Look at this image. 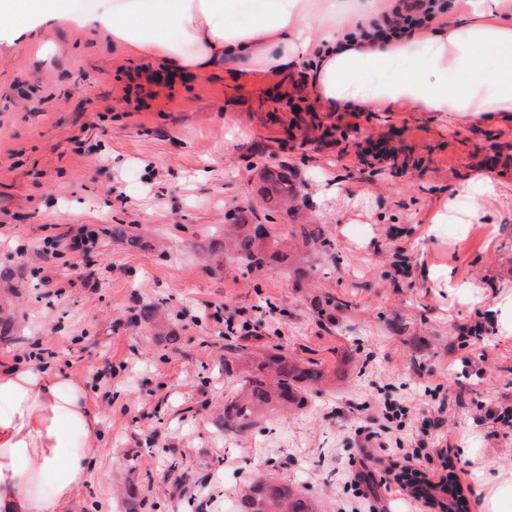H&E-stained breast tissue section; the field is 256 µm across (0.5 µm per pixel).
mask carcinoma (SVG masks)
<instances>
[{
	"label": "carcinoma",
	"instance_id": "1",
	"mask_svg": "<svg viewBox=\"0 0 512 512\" xmlns=\"http://www.w3.org/2000/svg\"><path fill=\"white\" fill-rule=\"evenodd\" d=\"M260 193L266 203L265 213L243 211L232 218L224 237L209 242L204 249L215 267L224 259H234L247 270H263L269 264H288V253L279 248L281 235L273 224L277 205L288 202L296 194L288 180V170L265 167L259 175ZM293 234L306 246L324 252L335 250L334 241L322 228L301 224ZM256 365V373L244 379L234 396L224 404V428L246 431L259 423L263 412L275 405L299 407L303 403L304 386L315 382L319 372L304 367L288 355L274 351L258 353L239 344L224 346V373H234L241 362ZM239 512H314L312 504L297 494L288 484L271 477L250 481L239 500Z\"/></svg>",
	"mask_w": 512,
	"mask_h": 512
}]
</instances>
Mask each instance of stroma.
<instances>
[{"instance_id": "35a3bbf8", "label": "stroma", "mask_w": 512, "mask_h": 512, "mask_svg": "<svg viewBox=\"0 0 512 512\" xmlns=\"http://www.w3.org/2000/svg\"><path fill=\"white\" fill-rule=\"evenodd\" d=\"M113 0H66L72 20L0 32V362L44 351L85 385L105 437L73 512H238L246 484L272 476L317 512H437L396 484V437L448 435L482 512L475 457L512 461L487 414L512 405V337L489 308L512 283V123L452 112H325L294 75L144 79V57L82 25ZM287 168L297 202L281 236L318 224L336 249L302 252L304 278L201 257L228 213L260 210L259 172ZM488 177L484 224L429 233L442 202ZM126 224L140 243L113 239ZM97 233L89 251L45 260L48 236ZM453 265L480 288L459 302L426 277ZM160 320H140L141 306ZM279 346L321 373L304 408L225 430L242 373L226 338ZM447 398L438 415L424 389ZM405 400L400 429L379 417ZM386 489L351 484L369 433Z\"/></svg>"}]
</instances>
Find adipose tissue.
Listing matches in <instances>:
<instances>
[{
  "label": "adipose tissue",
  "instance_id": "1",
  "mask_svg": "<svg viewBox=\"0 0 512 512\" xmlns=\"http://www.w3.org/2000/svg\"><path fill=\"white\" fill-rule=\"evenodd\" d=\"M399 0H122L88 22L113 45L197 80L300 72L323 111L453 112L512 121V12L469 0L465 14L419 36L351 39L385 25ZM63 0H0V26L25 32L63 19ZM488 178L446 199L440 225L473 223L496 196ZM104 434L83 384L33 364H0V512H72L93 477ZM49 481L48 493L33 484Z\"/></svg>",
  "mask_w": 512,
  "mask_h": 512
}]
</instances>
